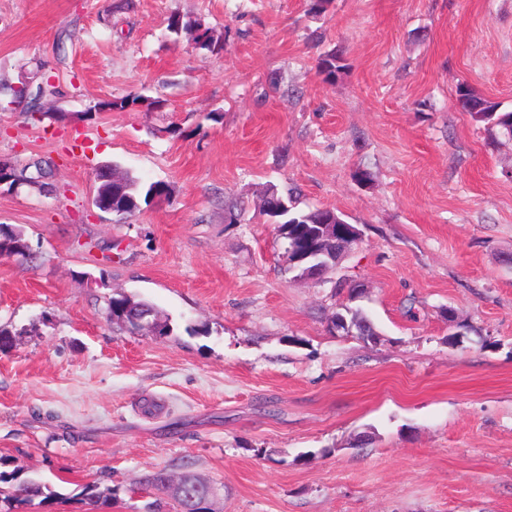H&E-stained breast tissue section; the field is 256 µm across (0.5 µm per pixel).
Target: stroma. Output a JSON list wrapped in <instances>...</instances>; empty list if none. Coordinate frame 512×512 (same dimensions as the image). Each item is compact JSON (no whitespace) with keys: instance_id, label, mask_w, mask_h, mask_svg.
Returning <instances> with one entry per match:
<instances>
[{"instance_id":"obj_1","label":"stroma","mask_w":512,"mask_h":512,"mask_svg":"<svg viewBox=\"0 0 512 512\" xmlns=\"http://www.w3.org/2000/svg\"><path fill=\"white\" fill-rule=\"evenodd\" d=\"M113 3L0 0V80L58 89L0 111V156L55 164L51 190L0 191L30 244L0 257V470L54 493L19 512H86L93 481L98 512H147L160 468L210 481L214 512H512V138L456 102L464 82L512 110V0ZM102 164L170 193L113 222ZM271 187L359 229L321 282L289 271ZM120 292L168 334L107 321ZM347 307L377 342L333 330ZM167 28L177 38L183 33L189 35L196 47L214 53L224 48V34L214 28L206 27L200 19L188 18L180 14H171L168 18ZM344 57L336 50L324 52L318 60V72L325 76L326 80L334 81L336 75L346 68Z\"/></svg>"}]
</instances>
